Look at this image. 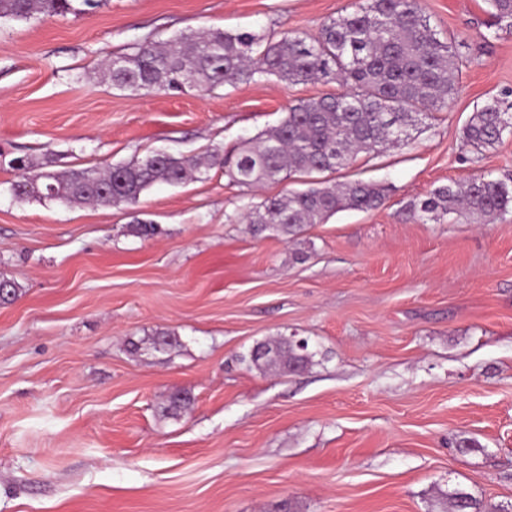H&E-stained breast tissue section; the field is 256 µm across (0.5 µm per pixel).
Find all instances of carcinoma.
<instances>
[{
    "instance_id": "obj_1",
    "label": "carcinoma",
    "mask_w": 512,
    "mask_h": 512,
    "mask_svg": "<svg viewBox=\"0 0 512 512\" xmlns=\"http://www.w3.org/2000/svg\"><path fill=\"white\" fill-rule=\"evenodd\" d=\"M486 4L496 23L512 26V0ZM70 10L71 0H0V19L26 20ZM465 67L455 41L440 37L422 0H363L353 12L329 19L315 36L285 32L274 39L213 28L182 33L165 43L147 41L106 62L112 87L211 91L276 76L291 84L338 82L346 90L298 100L277 126L229 151L214 147L202 159L157 151L104 172L86 167L58 173L46 162L33 173L25 161L16 168L11 190L19 200L134 207L153 185L183 184L203 168H223L242 188L280 182L297 173L333 172L360 153L407 145L422 118L448 108ZM507 133H512V113L501 97L491 95L463 127L460 149L481 154L495 148ZM388 192L383 183L319 182L249 205L244 213L226 219L231 223L246 218L257 235L267 231L290 236L338 211L376 209ZM510 210L512 179L482 176L433 189L410 205L409 214L415 220L439 221L452 213L481 220ZM178 344L175 336H154L149 349L165 354ZM313 358L314 353L284 338L259 343L250 352L251 365L261 372L303 370ZM191 402L186 392L172 393L163 416L177 417ZM450 501L454 512H482L466 492H454Z\"/></svg>"
}]
</instances>
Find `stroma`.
I'll return each mask as SVG.
<instances>
[{
	"label": "stroma",
	"instance_id": "obj_1",
	"mask_svg": "<svg viewBox=\"0 0 512 512\" xmlns=\"http://www.w3.org/2000/svg\"><path fill=\"white\" fill-rule=\"evenodd\" d=\"M423 7L466 62L453 101L408 147L324 173L390 185L382 207L289 237L227 216L296 175L248 190L214 167L132 212L18 200L12 161L104 168L257 137L339 85L131 92L100 64L213 27L314 35L351 0H75L0 22V278L21 287L0 304V512H451L458 490L512 505V212L408 215L438 186L512 177V135L459 148L476 106L512 90V27L484 0ZM162 334L170 353L131 351ZM294 334L313 365H249ZM175 391L190 408L161 417Z\"/></svg>",
	"mask_w": 512,
	"mask_h": 512
}]
</instances>
